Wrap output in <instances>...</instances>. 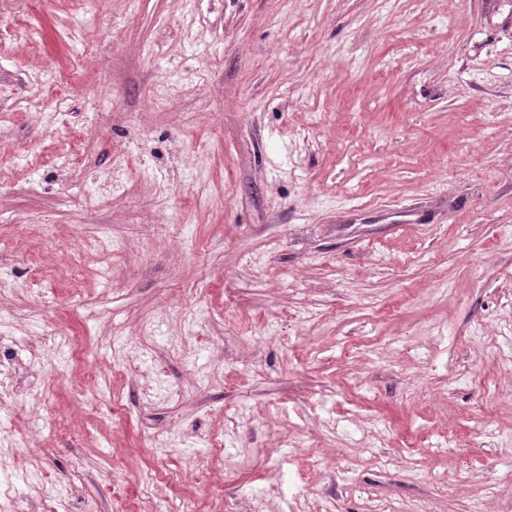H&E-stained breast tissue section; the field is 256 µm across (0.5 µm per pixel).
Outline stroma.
Wrapping results in <instances>:
<instances>
[{
  "label": "stroma",
  "instance_id": "obj_1",
  "mask_svg": "<svg viewBox=\"0 0 512 512\" xmlns=\"http://www.w3.org/2000/svg\"><path fill=\"white\" fill-rule=\"evenodd\" d=\"M0 336L31 512H512V0H0ZM3 336H0V366L5 367V369H0V375H3L4 379H12L13 371L4 365V360L12 361L14 357L18 356L19 352H26L27 361L37 362L40 366L44 365L45 358H40L33 355L27 349L23 348L22 345H19L12 337L10 338V343L5 344L3 342ZM1 355H2V364H1ZM10 358V359H8Z\"/></svg>",
  "mask_w": 512,
  "mask_h": 512
}]
</instances>
